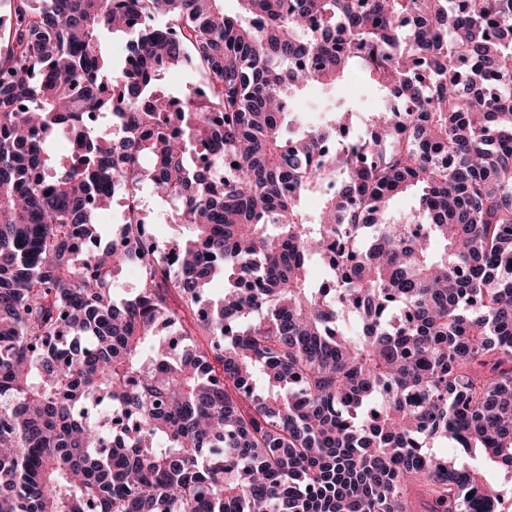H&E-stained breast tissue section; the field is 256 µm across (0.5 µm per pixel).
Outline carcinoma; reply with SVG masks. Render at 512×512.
Instances as JSON below:
<instances>
[{"label": "carcinoma", "mask_w": 512, "mask_h": 512, "mask_svg": "<svg viewBox=\"0 0 512 512\" xmlns=\"http://www.w3.org/2000/svg\"><path fill=\"white\" fill-rule=\"evenodd\" d=\"M237 2L9 0L0 512H411L416 483L425 512H499L512 0ZM104 30L136 34L120 69ZM185 67L203 84L176 97L162 76ZM353 73L381 93L366 136L346 139L347 111L301 122L299 92ZM114 113L108 145L93 128ZM116 180L177 197L185 233L144 247L127 224L129 249L97 245Z\"/></svg>", "instance_id": "1"}]
</instances>
